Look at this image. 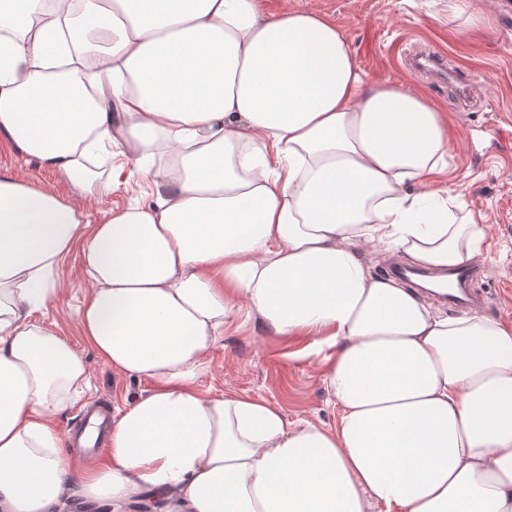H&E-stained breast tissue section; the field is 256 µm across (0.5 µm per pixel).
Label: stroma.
<instances>
[{
    "instance_id": "1",
    "label": "stroma",
    "mask_w": 512,
    "mask_h": 512,
    "mask_svg": "<svg viewBox=\"0 0 512 512\" xmlns=\"http://www.w3.org/2000/svg\"><path fill=\"white\" fill-rule=\"evenodd\" d=\"M263 9L281 14L302 8L322 15L343 32L357 67L373 83H403L427 94L453 122L446 170L433 186L459 194L468 208L487 217L490 230L477 263L484 270L471 290L478 312L512 324V10L506 0H470L487 20L476 29L465 18L449 19L448 0H261ZM426 45L446 53L453 65L484 73L477 105L465 111L452 93L414 74L405 56ZM0 175H14L79 206L90 224L111 211L150 200L148 181L133 176L101 191L109 171H97L89 190L41 165L0 133ZM57 292L32 314L33 323L51 330L82 358L87 368L79 395L54 421L60 430L76 421L93 401L121 409L150 388L148 381L112 371L84 339L79 313L87 283L80 247H73L49 275ZM311 340L269 336L253 321L236 317L209 355L198 378L202 390L258 396L282 409L291 422L307 420L330 427L338 410L321 382L322 358Z\"/></svg>"
}]
</instances>
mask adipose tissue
<instances>
[{
	"mask_svg": "<svg viewBox=\"0 0 512 512\" xmlns=\"http://www.w3.org/2000/svg\"><path fill=\"white\" fill-rule=\"evenodd\" d=\"M0 130L76 187L87 141L130 147L151 203L89 225L0 175V512H512V327L441 314L373 273L379 244L420 267L475 259L481 212L429 191L448 118L405 85L370 83L333 23L259 0H0ZM69 36L111 104L49 62ZM170 159L154 171V149ZM416 183L420 193H408ZM80 247L82 333L151 388L115 419L105 461L61 450L53 421L86 376L30 320ZM326 351L335 426L197 379L225 322Z\"/></svg>",
	"mask_w": 512,
	"mask_h": 512,
	"instance_id": "adipose-tissue-1",
	"label": "adipose tissue"
}]
</instances>
